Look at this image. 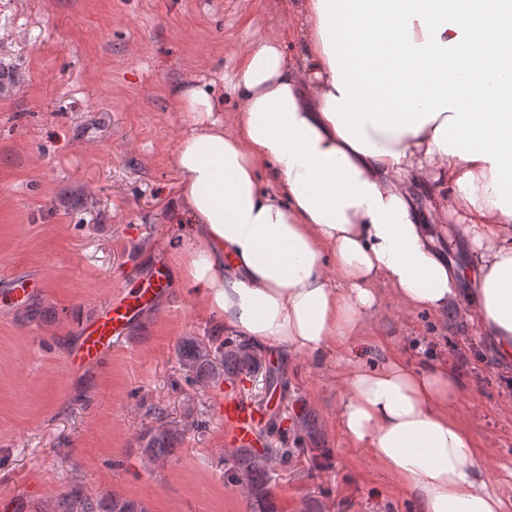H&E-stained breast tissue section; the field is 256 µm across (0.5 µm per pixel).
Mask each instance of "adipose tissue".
I'll return each mask as SVG.
<instances>
[{"mask_svg": "<svg viewBox=\"0 0 512 512\" xmlns=\"http://www.w3.org/2000/svg\"><path fill=\"white\" fill-rule=\"evenodd\" d=\"M293 14L302 67L282 34L259 37L231 124L213 85L172 94L181 285L237 335L319 357L357 342L378 284L443 314L467 280L465 320L512 363V0H294ZM448 235L462 267L437 248ZM459 387L443 363H354L340 429L420 512H506Z\"/></svg>", "mask_w": 512, "mask_h": 512, "instance_id": "ef3b65f1", "label": "adipose tissue"}]
</instances>
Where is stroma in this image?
I'll return each instance as SVG.
<instances>
[{
    "instance_id": "35a3bbf8",
    "label": "stroma",
    "mask_w": 512,
    "mask_h": 512,
    "mask_svg": "<svg viewBox=\"0 0 512 512\" xmlns=\"http://www.w3.org/2000/svg\"><path fill=\"white\" fill-rule=\"evenodd\" d=\"M291 0H0V273L42 278L32 322L0 297V505L52 512L74 483L149 512H252L227 478L220 387L193 383L175 350L217 327L189 289L172 286L103 361L65 367L78 326L131 279L181 250L176 155L187 129L170 95L196 80L241 101L225 75L260 35L304 36ZM361 361L448 364L456 411L488 473L512 498V365L470 324L407 311L379 287ZM279 381L280 419L261 441L274 459L277 512H418L367 448L339 427L352 355L319 359L262 349ZM165 418L184 436L175 455L146 458L142 432Z\"/></svg>"
}]
</instances>
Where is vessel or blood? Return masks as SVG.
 <instances>
[{
	"label": "vessel or blood",
	"mask_w": 512,
	"mask_h": 512,
	"mask_svg": "<svg viewBox=\"0 0 512 512\" xmlns=\"http://www.w3.org/2000/svg\"><path fill=\"white\" fill-rule=\"evenodd\" d=\"M169 287V276L163 269L140 275L130 290L112 298L81 325L79 341L67 357L68 368L96 362L111 352L133 324L167 294ZM223 415L226 441L234 447L253 445L266 421L264 408L247 401L232 388L224 396Z\"/></svg>",
	"instance_id": "1"
}]
</instances>
